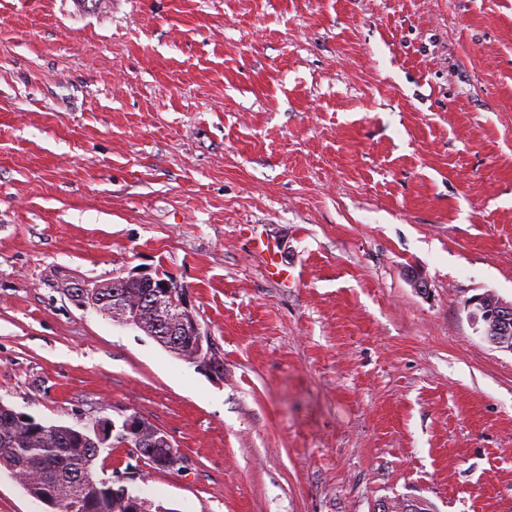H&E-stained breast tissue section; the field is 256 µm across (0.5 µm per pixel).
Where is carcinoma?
Returning <instances> with one entry per match:
<instances>
[{"instance_id": "carcinoma-1", "label": "carcinoma", "mask_w": 512, "mask_h": 512, "mask_svg": "<svg viewBox=\"0 0 512 512\" xmlns=\"http://www.w3.org/2000/svg\"><path fill=\"white\" fill-rule=\"evenodd\" d=\"M103 443L82 426L15 419L13 408L0 402V468L25 477L23 487L42 501L52 494L54 512H158L160 506L142 505L141 496L126 499L112 494V484L95 480L93 467ZM171 448L144 445L138 459L164 470L160 462Z\"/></svg>"}]
</instances>
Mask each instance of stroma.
Wrapping results in <instances>:
<instances>
[{
  "label": "stroma",
  "mask_w": 512,
  "mask_h": 512,
  "mask_svg": "<svg viewBox=\"0 0 512 512\" xmlns=\"http://www.w3.org/2000/svg\"><path fill=\"white\" fill-rule=\"evenodd\" d=\"M156 272L221 373L72 298ZM484 291L512 301V0H0V402L147 418L187 467L135 493L512 512Z\"/></svg>",
  "instance_id": "35a3bbf8"
}]
</instances>
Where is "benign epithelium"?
Here are the masks:
<instances>
[{
	"label": "benign epithelium",
	"instance_id": "obj_1",
	"mask_svg": "<svg viewBox=\"0 0 512 512\" xmlns=\"http://www.w3.org/2000/svg\"><path fill=\"white\" fill-rule=\"evenodd\" d=\"M134 284L141 288H151L143 298L155 318L154 324H162L169 328L172 336H187L190 339V353L181 359L204 370L218 372V363L211 359L212 348L207 333L202 330L187 291L176 281L170 282L160 275L147 273L118 277L113 282L97 285L83 295V304L95 310L106 300L105 294L112 285ZM468 318L479 336L498 348L512 352V304L497 294L484 292L472 296L467 301ZM140 307L132 303L126 296L112 298V321L122 325L143 328L139 316ZM124 432L128 439L127 446L131 449L140 448L151 438L158 442L173 445L169 435L159 428L149 426V422L141 415L133 413L121 416L117 423L109 425V432Z\"/></svg>",
	"mask_w": 512,
	"mask_h": 512
}]
</instances>
